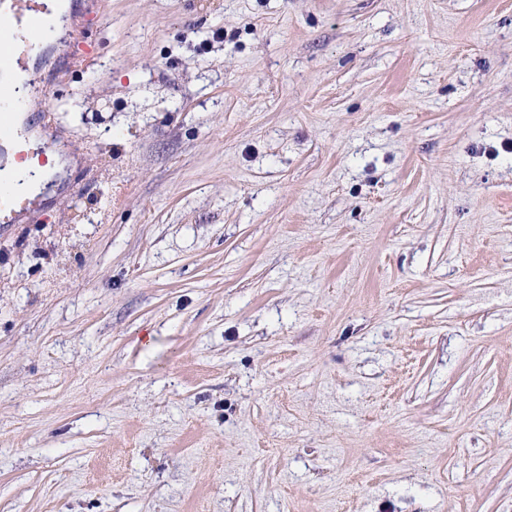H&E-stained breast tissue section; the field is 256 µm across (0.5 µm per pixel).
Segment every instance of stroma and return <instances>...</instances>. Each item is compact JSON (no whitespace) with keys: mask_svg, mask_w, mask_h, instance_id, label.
<instances>
[{"mask_svg":"<svg viewBox=\"0 0 512 512\" xmlns=\"http://www.w3.org/2000/svg\"><path fill=\"white\" fill-rule=\"evenodd\" d=\"M67 2L0 512H512V0Z\"/></svg>","mask_w":512,"mask_h":512,"instance_id":"obj_1","label":"stroma"}]
</instances>
